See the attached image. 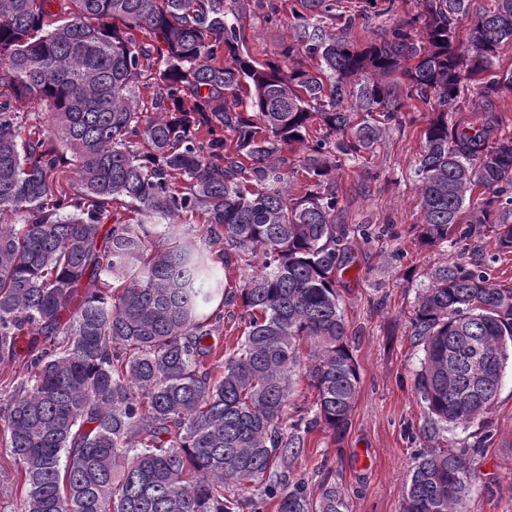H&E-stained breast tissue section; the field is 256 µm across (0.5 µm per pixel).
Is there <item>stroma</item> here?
I'll return each mask as SVG.
<instances>
[{
	"mask_svg": "<svg viewBox=\"0 0 512 512\" xmlns=\"http://www.w3.org/2000/svg\"><path fill=\"white\" fill-rule=\"evenodd\" d=\"M276 24L259 15L242 20L250 52L272 60L291 38L289 0H271ZM361 162L341 164L334 179L348 224H372L381 236L354 239L353 264L340 281L339 303L358 362L360 384L342 440L317 428L288 461L290 477L306 476L312 492L324 478L341 483L350 512H402L404 487L420 452L481 444L468 512H512V359L483 426L432 428L415 390L424 352L412 335L418 297L441 267L456 259L480 263L495 281L512 283V252L500 253L490 226L440 246L418 239L419 198L414 168L424 146L427 111L403 113ZM25 489L10 449L0 445V512H23Z\"/></svg>",
	"mask_w": 512,
	"mask_h": 512,
	"instance_id": "stroma-1",
	"label": "stroma"
}]
</instances>
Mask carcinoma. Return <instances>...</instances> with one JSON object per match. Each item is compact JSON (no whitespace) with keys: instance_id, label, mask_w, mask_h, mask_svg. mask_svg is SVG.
Masks as SVG:
<instances>
[{"instance_id":"obj_1","label":"carcinoma","mask_w":512,"mask_h":512,"mask_svg":"<svg viewBox=\"0 0 512 512\" xmlns=\"http://www.w3.org/2000/svg\"><path fill=\"white\" fill-rule=\"evenodd\" d=\"M397 2L347 15L339 0H295L291 40L259 62L241 16L275 22L263 0H0V363L23 366L0 393V444L20 464L24 512H349L336 482L314 498L286 475L300 431L344 437L360 383L336 288L351 235L378 228L338 222L332 169L428 108L422 243L448 242L478 196L474 223L512 252V141L491 146L512 100V69L495 70L512 0H421L356 41V18ZM287 150L301 152L298 193ZM183 215L205 244L175 230ZM217 245L258 262L236 291ZM237 304L245 330L212 363V320ZM412 336L430 420L480 421L509 359L512 286L444 266ZM299 371L315 410L290 433ZM478 452L419 455L402 512H467Z\"/></svg>"}]
</instances>
